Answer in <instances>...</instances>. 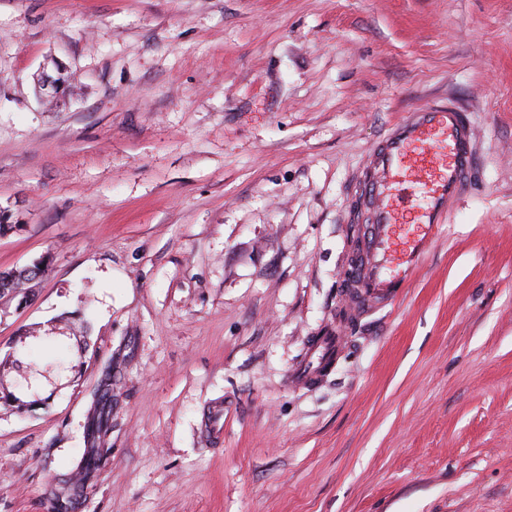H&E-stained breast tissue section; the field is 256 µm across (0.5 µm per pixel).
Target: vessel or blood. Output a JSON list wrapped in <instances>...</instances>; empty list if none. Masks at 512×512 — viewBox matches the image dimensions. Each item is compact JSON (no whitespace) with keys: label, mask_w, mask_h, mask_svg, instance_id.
<instances>
[{"label":"vessel or blood","mask_w":512,"mask_h":512,"mask_svg":"<svg viewBox=\"0 0 512 512\" xmlns=\"http://www.w3.org/2000/svg\"><path fill=\"white\" fill-rule=\"evenodd\" d=\"M474 165L472 129L464 114L450 106L407 113L379 140L365 167L370 230L355 266V313L392 303L408 288L449 202L468 191ZM418 175L425 186L419 205L402 193L404 184ZM341 347L340 336L321 337L299 382H318L321 365L335 359Z\"/></svg>","instance_id":"obj_1"}]
</instances>
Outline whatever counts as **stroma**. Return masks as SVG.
Wrapping results in <instances>:
<instances>
[{"label":"stroma","mask_w":512,"mask_h":512,"mask_svg":"<svg viewBox=\"0 0 512 512\" xmlns=\"http://www.w3.org/2000/svg\"><path fill=\"white\" fill-rule=\"evenodd\" d=\"M444 104L472 188L354 318L367 157ZM0 211V270L47 264L0 299V512H52L107 366L77 512H512V0H0ZM66 82L65 71L54 62L53 74L43 67L36 78V86L41 98L45 101H57L60 87ZM341 347L342 342L340 336H321L310 359L302 369L301 374L295 377V380L309 386L318 382L321 379V365L329 360L335 359ZM110 410L106 412L104 405H99V402L93 403L88 410V430L91 432V443L88 448H85L76 469L81 475L80 484H75L67 490L61 491L56 494L53 502V509L56 512H70L72 508V490L77 493L82 491L86 485L95 477L96 473L100 470L102 465L107 461L108 455L112 448L104 450V444L101 442L100 433L102 431L103 423L106 422Z\"/></svg>","instance_id":"35a3bbf8"}]
</instances>
